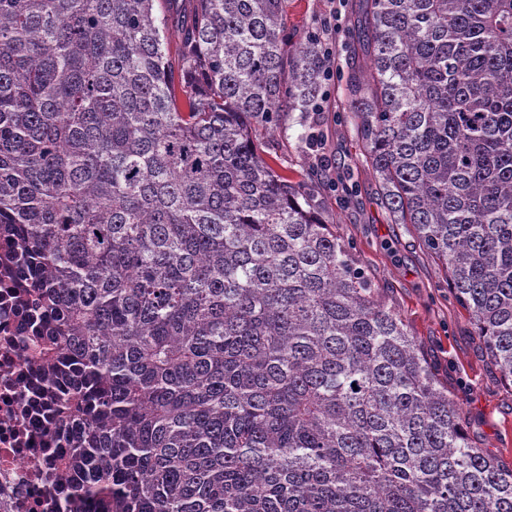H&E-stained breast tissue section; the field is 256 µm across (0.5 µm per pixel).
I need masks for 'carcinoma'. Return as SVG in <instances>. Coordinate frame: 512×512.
Listing matches in <instances>:
<instances>
[{"instance_id":"1","label":"carcinoma","mask_w":512,"mask_h":512,"mask_svg":"<svg viewBox=\"0 0 512 512\" xmlns=\"http://www.w3.org/2000/svg\"><path fill=\"white\" fill-rule=\"evenodd\" d=\"M287 7L0 0V237L64 512H512V467L262 150L330 63ZM364 37L345 97L389 216L512 382V0H366Z\"/></svg>"}]
</instances>
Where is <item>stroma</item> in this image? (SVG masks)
I'll return each mask as SVG.
<instances>
[{"instance_id":"obj_1","label":"stroma","mask_w":512,"mask_h":512,"mask_svg":"<svg viewBox=\"0 0 512 512\" xmlns=\"http://www.w3.org/2000/svg\"><path fill=\"white\" fill-rule=\"evenodd\" d=\"M359 7V0H288L290 31L323 29L333 76L322 83L316 112L284 117L280 129L264 135V151L314 192L321 215L404 315L458 402L472 443L512 466V384L490 360L438 262L409 225L391 223L351 125L343 87L351 67L367 65L353 23Z\"/></svg>"}]
</instances>
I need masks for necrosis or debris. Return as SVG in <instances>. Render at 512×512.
<instances>
[{
  "label": "necrosis or debris",
  "instance_id": "obj_1",
  "mask_svg": "<svg viewBox=\"0 0 512 512\" xmlns=\"http://www.w3.org/2000/svg\"><path fill=\"white\" fill-rule=\"evenodd\" d=\"M0 243V512H59L63 449L42 371L25 361L29 310Z\"/></svg>",
  "mask_w": 512,
  "mask_h": 512
}]
</instances>
